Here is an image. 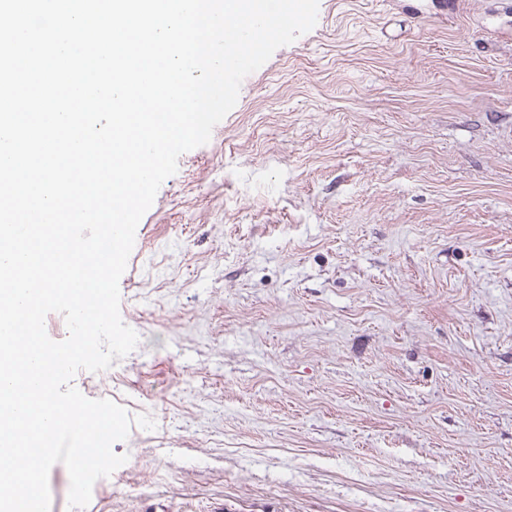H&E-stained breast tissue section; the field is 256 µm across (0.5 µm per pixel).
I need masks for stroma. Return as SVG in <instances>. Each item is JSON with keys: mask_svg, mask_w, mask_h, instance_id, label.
Listing matches in <instances>:
<instances>
[{"mask_svg": "<svg viewBox=\"0 0 512 512\" xmlns=\"http://www.w3.org/2000/svg\"><path fill=\"white\" fill-rule=\"evenodd\" d=\"M72 380L83 512H512V0H319L182 154Z\"/></svg>", "mask_w": 512, "mask_h": 512, "instance_id": "obj_1", "label": "stroma"}]
</instances>
